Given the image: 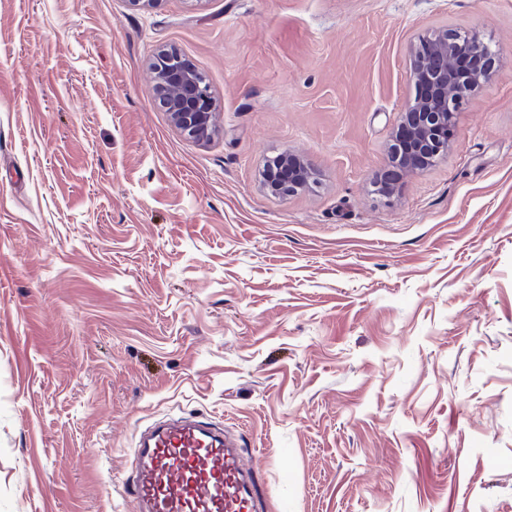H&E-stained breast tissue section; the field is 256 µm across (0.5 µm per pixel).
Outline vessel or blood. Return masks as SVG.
Wrapping results in <instances>:
<instances>
[{
	"mask_svg": "<svg viewBox=\"0 0 512 512\" xmlns=\"http://www.w3.org/2000/svg\"><path fill=\"white\" fill-rule=\"evenodd\" d=\"M126 493L136 512H267L236 440L191 417L140 434Z\"/></svg>",
	"mask_w": 512,
	"mask_h": 512,
	"instance_id": "vessel-or-blood-1",
	"label": "vessel or blood"
}]
</instances>
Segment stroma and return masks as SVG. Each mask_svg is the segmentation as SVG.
<instances>
[{
    "mask_svg": "<svg viewBox=\"0 0 512 512\" xmlns=\"http://www.w3.org/2000/svg\"><path fill=\"white\" fill-rule=\"evenodd\" d=\"M443 27L499 64L380 196ZM164 47L209 142L154 102ZM286 150L320 184L278 200ZM181 414L272 512H512V0H0V512H134L135 436ZM154 100L184 136L209 142L217 132L215 101L195 64L173 49H162L150 65Z\"/></svg>",
    "mask_w": 512,
    "mask_h": 512,
    "instance_id": "obj_1",
    "label": "stroma"
}]
</instances>
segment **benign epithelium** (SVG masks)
I'll return each mask as SVG.
<instances>
[{"instance_id":"obj_1","label":"benign epithelium","mask_w":512,"mask_h":512,"mask_svg":"<svg viewBox=\"0 0 512 512\" xmlns=\"http://www.w3.org/2000/svg\"><path fill=\"white\" fill-rule=\"evenodd\" d=\"M413 96L392 131L387 161L375 187L392 196L408 172L425 171L448 154L457 129L455 115L496 68L498 53L477 31L441 29L418 39L410 50ZM154 100L170 123L200 143L217 132L215 101L195 64L173 49H162L150 65ZM317 172L303 156L285 151L261 172L263 190L287 198L318 186Z\"/></svg>"}]
</instances>
